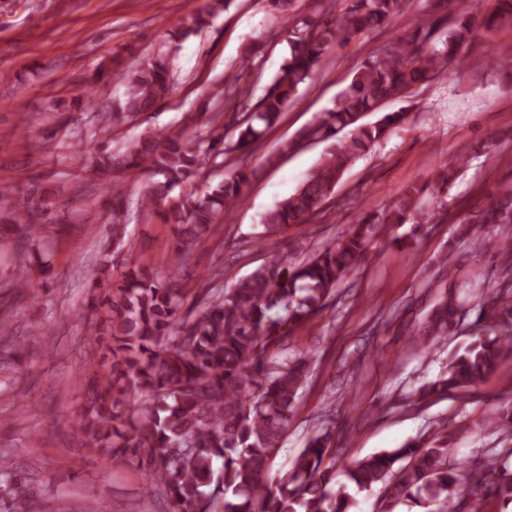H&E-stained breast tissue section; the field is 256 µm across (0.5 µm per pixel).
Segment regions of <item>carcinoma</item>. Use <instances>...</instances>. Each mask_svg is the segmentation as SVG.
<instances>
[{"mask_svg": "<svg viewBox=\"0 0 512 512\" xmlns=\"http://www.w3.org/2000/svg\"><path fill=\"white\" fill-rule=\"evenodd\" d=\"M320 2L326 10L303 15L296 0H270L280 18L274 35L290 44L291 56L255 110L238 122L234 140L214 136L212 119H203L200 112V121L192 118L160 131L146 128L117 149L82 157L79 170L106 186L117 247L124 244L129 211L122 177L145 173L151 183L139 208L161 210L166 223L174 225L170 262L176 270L184 267L211 226L240 203L241 184L248 176L232 171L186 209L171 202L174 188L203 176L211 164L219 167L252 152L336 46L389 28L403 6V0H342L336 17L328 19L336 0ZM445 2L430 0L412 32H394L382 42L361 62L335 107L301 133L303 139L318 137L332 144L296 192L266 215L267 233L321 213L344 171L406 119L404 112H391L362 124L363 114L462 68L463 48L474 38L476 23L468 0H455L456 12L437 15ZM509 22L512 0H496L484 25ZM239 82L237 73L225 77L214 97L226 102L250 96L251 90ZM172 88L173 73L164 55L141 63L126 76L125 98L113 122L151 111ZM347 128L353 130L351 136L338 137ZM469 161L466 150L449 159L437 171L438 189L450 188ZM420 193L410 187L401 205L379 214L363 213L337 241L302 264L280 251L218 294L208 282L190 302L174 277L139 263H127L116 281L107 275L95 280L93 288L103 294L96 305V331L105 352L91 367L101 365L104 371L89 378V405L71 421L79 445L138 459L146 466L148 490L159 486L169 497V512H352L351 485L360 491L381 485L394 505L403 499L421 506L437 501L439 512H457L453 498L462 471L448 464L456 432L446 426L426 447L411 442L340 469L331 428H322L307 439L287 470L266 482L308 379L311 356L289 354L296 329L328 310L338 285L376 241L419 213ZM57 206L44 195L29 197L0 213V221L18 225L37 247L43 225L36 216H46ZM471 224L512 227V191L488 211L461 221L459 234H469ZM499 266L502 280L478 303L475 339L451 358L448 376L425 385L421 395L479 383L497 365L502 345L512 342V248L501 254ZM458 310V303L448 299V306L433 316L434 336L423 337L421 343L428 348L439 344L448 329L447 317ZM467 476L479 490L470 512H482V497L489 493L512 498V473L499 470L494 459ZM33 506V492L18 479L0 498V512H33Z\"/></svg>", "mask_w": 512, "mask_h": 512, "instance_id": "carcinoma-1", "label": "carcinoma"}]
</instances>
